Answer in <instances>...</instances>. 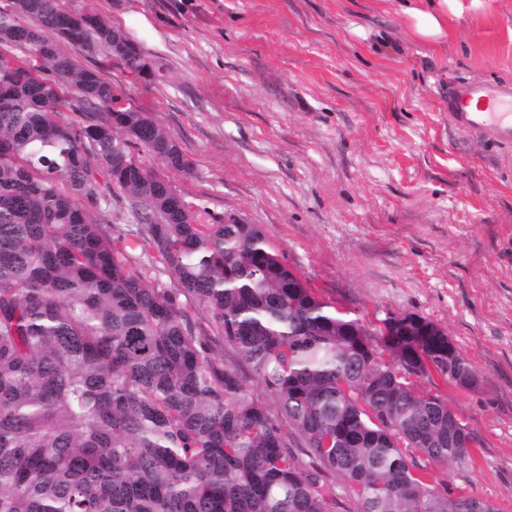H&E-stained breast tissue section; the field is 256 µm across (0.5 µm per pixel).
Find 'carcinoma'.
I'll list each match as a JSON object with an SVG mask.
<instances>
[{"label": "carcinoma", "instance_id": "carcinoma-1", "mask_svg": "<svg viewBox=\"0 0 512 512\" xmlns=\"http://www.w3.org/2000/svg\"><path fill=\"white\" fill-rule=\"evenodd\" d=\"M130 74L146 56L102 15L58 0L0 9V512H335L331 471L359 512H468L494 503L430 484L472 432L411 377L476 372L448 333L345 319L284 265L255 224L190 210L137 150L191 163L147 112L76 56ZM68 112L91 115L75 121ZM171 278L130 271L100 229L112 197ZM196 303L279 403L250 398L195 335ZM385 359L368 362L355 332ZM297 431L309 463L288 449Z\"/></svg>", "mask_w": 512, "mask_h": 512}]
</instances>
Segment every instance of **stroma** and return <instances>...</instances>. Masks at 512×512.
Here are the masks:
<instances>
[{
  "instance_id": "obj_1",
  "label": "stroma",
  "mask_w": 512,
  "mask_h": 512,
  "mask_svg": "<svg viewBox=\"0 0 512 512\" xmlns=\"http://www.w3.org/2000/svg\"><path fill=\"white\" fill-rule=\"evenodd\" d=\"M163 68L142 81L104 62L127 107L151 113L191 171L146 165L185 199L258 225L281 261L340 316L376 329L415 313L445 329L479 378L415 389L447 403L478 445L431 466L449 496L512 512V146L457 129L448 88L512 90V0H449L432 52L399 0H80ZM103 233L129 270L170 279L120 203ZM196 336L248 393L275 397L203 312Z\"/></svg>"
}]
</instances>
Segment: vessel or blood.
I'll return each mask as SVG.
<instances>
[{"label":"vessel or blood","instance_id":"obj_1","mask_svg":"<svg viewBox=\"0 0 512 512\" xmlns=\"http://www.w3.org/2000/svg\"><path fill=\"white\" fill-rule=\"evenodd\" d=\"M449 100L459 108L455 115L464 129L512 144V97L482 81H465L453 85Z\"/></svg>","mask_w":512,"mask_h":512}]
</instances>
